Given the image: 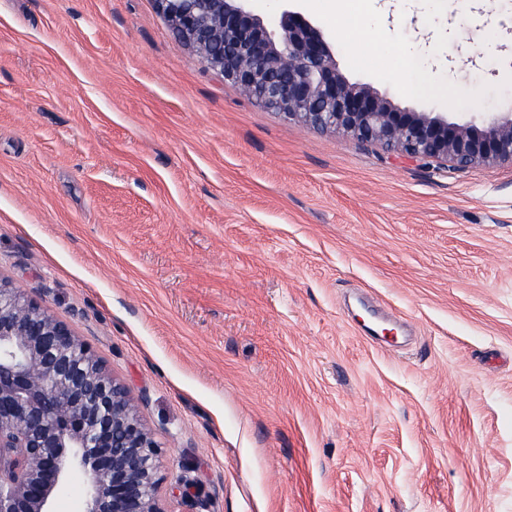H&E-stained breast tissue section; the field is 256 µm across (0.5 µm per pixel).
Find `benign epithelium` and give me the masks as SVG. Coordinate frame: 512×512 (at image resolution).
Masks as SVG:
<instances>
[{
  "label": "benign epithelium",
  "mask_w": 512,
  "mask_h": 512,
  "mask_svg": "<svg viewBox=\"0 0 512 512\" xmlns=\"http://www.w3.org/2000/svg\"><path fill=\"white\" fill-rule=\"evenodd\" d=\"M247 0H156L213 71L289 119L455 169L512 164V113L450 121L398 107L340 72L326 33L288 9L270 23ZM161 448L135 399L73 330L0 280V512H57L72 475L82 512H168Z\"/></svg>",
  "instance_id": "benign-epithelium-1"
}]
</instances>
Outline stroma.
<instances>
[{
    "mask_svg": "<svg viewBox=\"0 0 512 512\" xmlns=\"http://www.w3.org/2000/svg\"><path fill=\"white\" fill-rule=\"evenodd\" d=\"M289 7L400 107L512 113V0ZM0 278L138 400L169 512H512V165L286 119L155 0H0Z\"/></svg>",
    "mask_w": 512,
    "mask_h": 512,
    "instance_id": "35a3bbf8",
    "label": "stroma"
}]
</instances>
